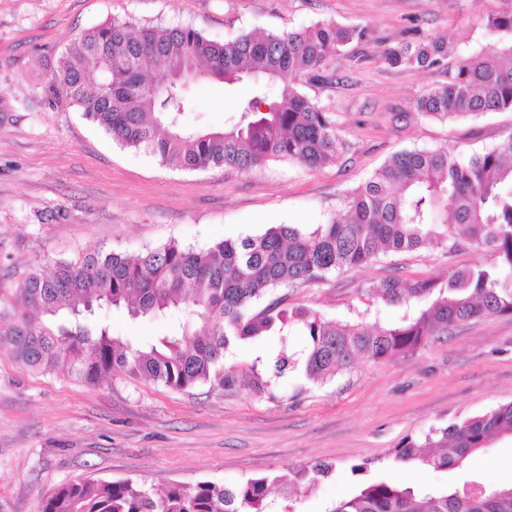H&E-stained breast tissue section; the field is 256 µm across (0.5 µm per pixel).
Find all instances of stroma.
<instances>
[{"instance_id":"35a3bbf8","label":"stroma","mask_w":512,"mask_h":512,"mask_svg":"<svg viewBox=\"0 0 512 512\" xmlns=\"http://www.w3.org/2000/svg\"><path fill=\"white\" fill-rule=\"evenodd\" d=\"M497 0H0V282L29 270L98 251L136 255L172 240L207 249L275 224L306 228L340 210L350 192L391 155L442 148L468 155L512 134V111L440 120L417 112L416 99L447 80L461 59L487 51L484 15ZM190 24L208 38L293 31L317 21L358 25L365 42L334 62L336 79L302 84L328 107L350 150L314 169L271 161L248 173L221 167L182 170L120 145L78 107L49 104L43 88L82 31L112 22ZM447 37L445 67L393 68L382 53L407 40ZM252 91L195 86L194 127L220 126ZM471 245L379 257L326 280L277 289L288 305L329 318L400 321L406 310L384 305V280L444 276L487 264ZM113 335L146 344L168 328L164 318L131 322L102 312ZM512 402V315L476 318L433 336L413 354L359 365L324 383L279 380L259 394L246 386L202 384L175 390L113 375L87 385L67 367L21 369L0 350V512H42L60 484L133 480L161 491L211 481L235 485L261 474L317 462L332 472L300 488L293 512H325L350 495L352 464L370 462L403 486H459L472 479L512 484V439L473 454L464 472L424 470L393 460L405 438L421 439Z\"/></svg>"}]
</instances>
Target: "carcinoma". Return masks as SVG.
<instances>
[{"instance_id":"obj_1","label":"carcinoma","mask_w":512,"mask_h":512,"mask_svg":"<svg viewBox=\"0 0 512 512\" xmlns=\"http://www.w3.org/2000/svg\"><path fill=\"white\" fill-rule=\"evenodd\" d=\"M500 3L484 17L493 49L460 61L447 82L416 100L419 111L446 119L512 110V0ZM366 36L363 27L319 21L220 42L190 25L113 21L73 41L44 96L81 108L112 140L163 164L247 173L282 160L314 169L343 158L349 145L333 113L300 86L329 81L331 63ZM448 53L447 40L432 37L401 42L385 60L393 68L428 70ZM154 70L163 72L161 80L147 78ZM253 74L263 80L224 127L185 126L195 84L231 85ZM462 242L488 250L493 262L444 279L384 281L378 294L385 304L413 309L398 323L375 329L329 320L282 299L256 309L282 286L321 281L389 253L451 250ZM121 306L133 319L168 316L174 326L156 342L137 345L92 319L97 308ZM505 314L512 315V134L467 157L446 149L399 151L350 193L344 209L310 230L278 224L207 250L170 242L136 256L96 252L58 262L49 274L33 270L12 288L0 284V346L26 369L48 372L65 364L88 384L122 373L179 390L199 383L231 389L236 379L224 373L226 353L240 342L274 336L265 368L252 370V385L262 392L290 373L317 383L361 363L403 357L460 322ZM506 436L512 437V402L427 436L436 453L407 439L394 459L462 471L490 439ZM330 470L319 463L232 487L199 481L162 492L133 480L90 479L53 490L43 512H287L269 500L273 488L288 494ZM351 470L364 479L327 512H512V485L411 488L365 477L366 462Z\"/></svg>"}]
</instances>
